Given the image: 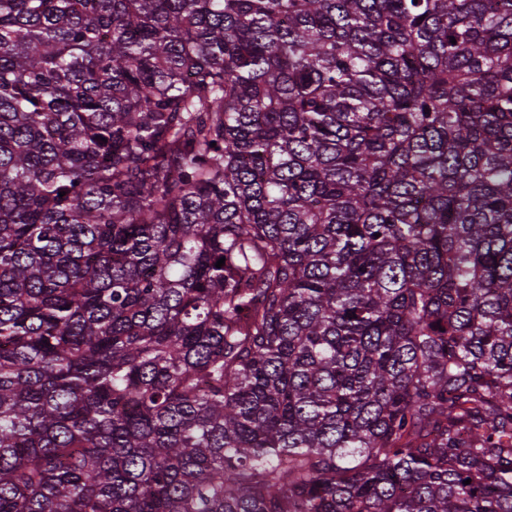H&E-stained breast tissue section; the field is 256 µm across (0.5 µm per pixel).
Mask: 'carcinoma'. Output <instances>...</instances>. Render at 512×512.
<instances>
[{
	"instance_id": "1",
	"label": "carcinoma",
	"mask_w": 512,
	"mask_h": 512,
	"mask_svg": "<svg viewBox=\"0 0 512 512\" xmlns=\"http://www.w3.org/2000/svg\"><path fill=\"white\" fill-rule=\"evenodd\" d=\"M0 512H512V0H0Z\"/></svg>"
}]
</instances>
